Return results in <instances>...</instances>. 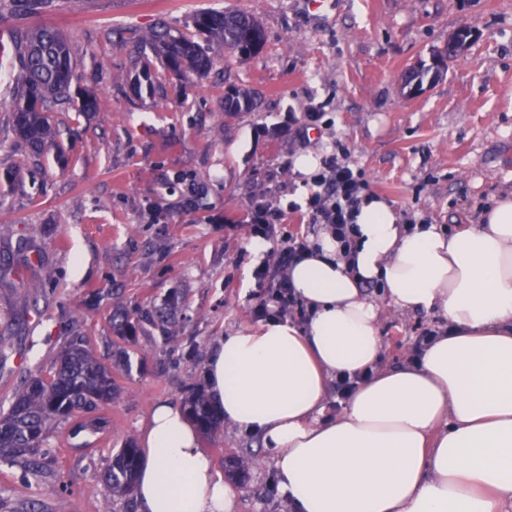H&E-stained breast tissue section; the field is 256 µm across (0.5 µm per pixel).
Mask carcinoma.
<instances>
[{"mask_svg": "<svg viewBox=\"0 0 512 512\" xmlns=\"http://www.w3.org/2000/svg\"><path fill=\"white\" fill-rule=\"evenodd\" d=\"M194 26L209 37L211 45L241 59L258 53L264 45L261 23L244 12L201 13L194 18ZM141 44L146 51L162 52L166 69L178 77L193 73L202 78L212 67L209 49L164 26L147 32ZM73 77L66 38L49 28L31 31L22 43L19 68L13 78L17 93L12 110L17 134L32 148L40 150L53 143L47 115L52 104L76 102L80 112L95 109L93 96L71 95ZM253 106L254 98L245 89L233 88L224 95L226 112H249ZM174 310L172 302L166 312H121L112 317V329L118 337L130 341L141 323L157 319L163 322ZM117 392L112 367L97 360L87 342H70L48 375L30 376L16 393L9 411L0 414V461L37 469L36 455L44 443L46 426L56 418L82 414L86 420L81 428L92 434L105 431L108 421L102 410L112 403ZM186 410L205 434L224 429V417L203 394L197 392L188 397ZM139 461L140 448L132 439L112 455L103 474V484L112 496L125 498L134 493Z\"/></svg>", "mask_w": 512, "mask_h": 512, "instance_id": "cac0c4a2", "label": "carcinoma"}]
</instances>
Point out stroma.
Segmentation results:
<instances>
[{
    "label": "stroma",
    "mask_w": 512,
    "mask_h": 512,
    "mask_svg": "<svg viewBox=\"0 0 512 512\" xmlns=\"http://www.w3.org/2000/svg\"><path fill=\"white\" fill-rule=\"evenodd\" d=\"M224 10L261 22L260 52L215 51L207 77L183 79L139 54V37L160 24L204 42L195 14ZM2 24L18 35L60 32L72 90L94 92L97 104L56 107V147L37 153L17 136L10 83L0 80V412L77 337L111 364L120 395L97 435L80 431L77 416L49 422L39 470L0 462V512H127L101 483L113 454L141 438L157 403H183L204 383L218 337L256 323L252 203L282 210L285 232L318 231L286 209L308 191L299 155L318 159L342 143L368 194L408 224L454 231L512 191V0H84L78 13L68 0L36 13L0 0ZM464 28L469 47L408 95L404 74ZM144 74L150 85L134 88ZM233 86L251 91L252 111L225 113ZM318 104V128L287 132L289 113ZM173 296L175 343L150 324L136 342L116 337L113 312L160 309ZM436 326L386 311V362H402ZM120 345L130 368L113 362ZM201 446L222 473L254 449L234 512H289L258 435L228 424Z\"/></svg>",
    "instance_id": "35a3bbf8"
}]
</instances>
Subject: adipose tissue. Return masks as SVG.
I'll return each mask as SVG.
<instances>
[{"label": "adipose tissue", "instance_id": "ef3b65f1", "mask_svg": "<svg viewBox=\"0 0 512 512\" xmlns=\"http://www.w3.org/2000/svg\"><path fill=\"white\" fill-rule=\"evenodd\" d=\"M355 240L348 254L320 229L289 267L304 325L221 337L205 369L216 408L261 436L292 512H512V192L453 233L366 196ZM386 305L441 321L395 367ZM346 375L362 381L330 414ZM142 446L141 512H232L236 491L180 405L155 406Z\"/></svg>", "mask_w": 512, "mask_h": 512}]
</instances>
